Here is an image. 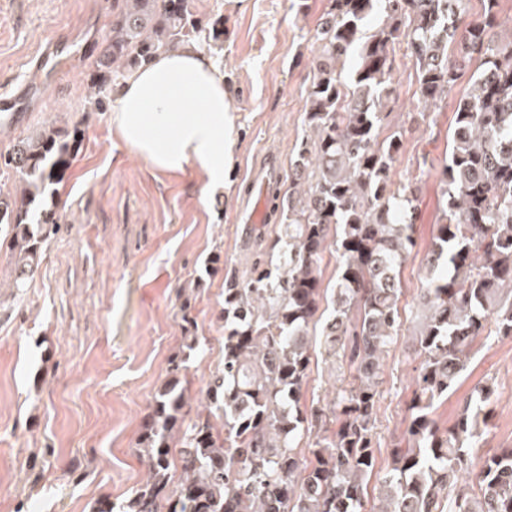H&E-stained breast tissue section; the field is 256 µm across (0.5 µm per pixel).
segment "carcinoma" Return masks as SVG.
I'll use <instances>...</instances> for the list:
<instances>
[{
	"label": "carcinoma",
	"mask_w": 512,
	"mask_h": 512,
	"mask_svg": "<svg viewBox=\"0 0 512 512\" xmlns=\"http://www.w3.org/2000/svg\"><path fill=\"white\" fill-rule=\"evenodd\" d=\"M121 2L88 80L99 105L113 77L204 28L214 43L224 36L221 20L205 27L189 0ZM483 2L480 19L466 23L467 0H328L311 60L307 134L288 193L272 208L278 261L258 252L246 278L224 284V365L207 383L205 411L192 412L186 356L171 361L138 443L147 478L121 512H365L383 360L401 326L400 268L415 247V190L391 178L403 134L381 136L399 51L413 61L415 95L426 107L445 99L473 60L479 66L456 104L442 170L441 217L417 311L420 370L370 512H512V448L478 467L471 459L489 423L492 386L478 389L450 427L433 418L473 343L512 337V40L494 34L500 0ZM374 13L381 20L369 28ZM80 139L79 124H51L0 154L18 182L16 195L0 193L16 289L28 287L44 243L59 231L56 186ZM330 235L336 291L320 346L331 367L346 363L353 374L330 400L306 408L309 325Z\"/></svg>",
	"instance_id": "obj_1"
}]
</instances>
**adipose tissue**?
<instances>
[{"mask_svg": "<svg viewBox=\"0 0 512 512\" xmlns=\"http://www.w3.org/2000/svg\"><path fill=\"white\" fill-rule=\"evenodd\" d=\"M235 122L223 73L194 43L158 55L115 92L112 123L126 146L161 171L194 166L209 189L234 165Z\"/></svg>", "mask_w": 512, "mask_h": 512, "instance_id": "obj_1", "label": "adipose tissue"}]
</instances>
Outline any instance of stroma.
<instances>
[{
    "label": "stroma",
    "instance_id": "obj_1",
    "mask_svg": "<svg viewBox=\"0 0 512 512\" xmlns=\"http://www.w3.org/2000/svg\"><path fill=\"white\" fill-rule=\"evenodd\" d=\"M113 0H0V93L28 85L17 119L0 113V154L48 123L80 125L81 146L59 187L60 230L22 299L3 282L0 248V512H90L100 499L123 503L146 477L135 451L143 419L184 348L183 314L201 338L186 363L188 395L203 402L224 362V282L245 277L252 257L278 228L246 236L262 207L255 182L268 154L283 195L299 142L315 33L327 0H190L193 14L224 23L223 48L196 37L224 72L238 116L239 149L222 189L208 191L192 167L158 171L119 138L113 98L97 105L87 74L112 20ZM58 44L57 74L34 64ZM396 104L383 129L405 131L393 179L417 191L416 246L402 265L403 326L383 361L377 440L368 485L377 505L392 443L404 428L419 363L413 319L427 285L428 254L440 213L439 173L448 161L461 78L447 98L424 108L410 58L392 75ZM492 385L493 413L473 453L512 448V337L477 340L459 384L436 404L440 427L453 424L475 388Z\"/></svg>",
    "mask_w": 512,
    "mask_h": 512
}]
</instances>
